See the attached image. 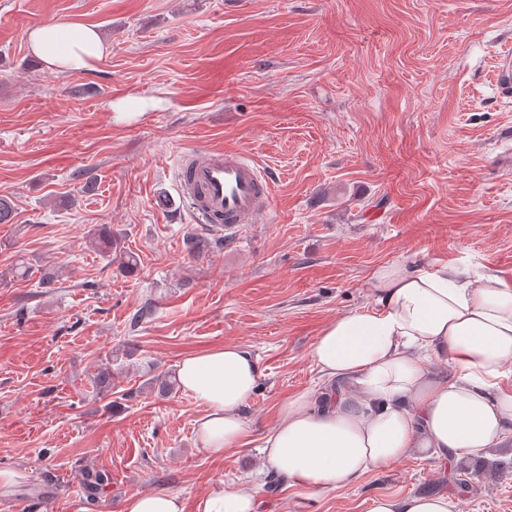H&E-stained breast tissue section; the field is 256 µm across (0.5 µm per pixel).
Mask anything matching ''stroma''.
<instances>
[{
  "label": "stroma",
  "mask_w": 512,
  "mask_h": 512,
  "mask_svg": "<svg viewBox=\"0 0 512 512\" xmlns=\"http://www.w3.org/2000/svg\"><path fill=\"white\" fill-rule=\"evenodd\" d=\"M61 17L110 43L94 70L32 59L28 31ZM507 54L512 0H0V196L17 207L0 224V469L19 475L0 512H122L158 491L196 512L213 485L247 481L259 512H369L440 489L460 512H512V445L485 469L408 456L329 492L287 486L260 453L279 403L321 386L322 328L372 305L375 268L512 281ZM195 148L247 151L273 179L270 209L235 237L201 228L175 192ZM103 224L135 272L94 250ZM21 262L30 277L12 276ZM227 344L260 375L244 444L216 457L193 397L147 380ZM83 467L112 475L98 503Z\"/></svg>",
  "instance_id": "obj_1"
}]
</instances>
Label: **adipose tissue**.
<instances>
[{"mask_svg": "<svg viewBox=\"0 0 512 512\" xmlns=\"http://www.w3.org/2000/svg\"><path fill=\"white\" fill-rule=\"evenodd\" d=\"M32 55L59 73L95 69L109 48L98 29L67 18L31 29ZM373 305L345 313L316 338L319 393L288 397L262 443L263 462L288 485L328 492L416 454L456 463L512 443V282L456 267L376 268ZM453 365L435 373V360ZM182 388L202 407L197 437L209 453L237 447L242 408L259 367L233 344L182 359ZM255 487L214 485L196 512H257ZM370 512H459L456 497L382 496Z\"/></svg>", "mask_w": 512, "mask_h": 512, "instance_id": "adipose-tissue-1", "label": "adipose tissue"}]
</instances>
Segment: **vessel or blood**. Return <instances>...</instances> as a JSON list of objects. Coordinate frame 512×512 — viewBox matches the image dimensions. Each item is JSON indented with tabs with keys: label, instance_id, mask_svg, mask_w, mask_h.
Returning <instances> with one entry per match:
<instances>
[{
	"label": "vessel or blood",
	"instance_id": "b4317fda",
	"mask_svg": "<svg viewBox=\"0 0 512 512\" xmlns=\"http://www.w3.org/2000/svg\"><path fill=\"white\" fill-rule=\"evenodd\" d=\"M177 181L197 223L217 235L229 236L254 223L271 204V176L243 152H185Z\"/></svg>",
	"mask_w": 512,
	"mask_h": 512
}]
</instances>
